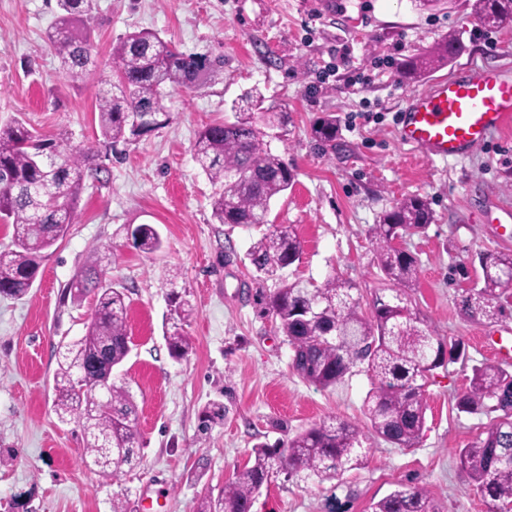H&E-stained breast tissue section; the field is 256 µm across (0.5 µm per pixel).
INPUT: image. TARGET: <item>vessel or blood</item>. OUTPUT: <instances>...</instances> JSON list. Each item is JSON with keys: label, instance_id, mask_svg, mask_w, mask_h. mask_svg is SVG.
I'll return each mask as SVG.
<instances>
[{"label": "vessel or blood", "instance_id": "obj_1", "mask_svg": "<svg viewBox=\"0 0 512 512\" xmlns=\"http://www.w3.org/2000/svg\"><path fill=\"white\" fill-rule=\"evenodd\" d=\"M512 128V77L474 67L408 98L399 140L433 161H459Z\"/></svg>", "mask_w": 512, "mask_h": 512}]
</instances>
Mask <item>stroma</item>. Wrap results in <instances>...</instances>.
Segmentation results:
<instances>
[{
  "mask_svg": "<svg viewBox=\"0 0 512 512\" xmlns=\"http://www.w3.org/2000/svg\"><path fill=\"white\" fill-rule=\"evenodd\" d=\"M90 21L97 67L81 82L63 75L46 42L56 0H0V119H22L39 134L92 146L77 218L42 263L30 293L0 298V448L17 459L0 466V512L18 498L32 512H196L198 497L219 494L254 445H282L325 417L367 429L363 400L370 380L355 367L333 388L304 381L268 310L281 281L316 285L349 280L363 310L387 282L370 229L406 197L427 200L434 221L401 244L420 273L407 290L410 307L443 341L466 356L433 370L426 384L427 427L417 447L371 436L367 462L323 484L279 474L264 485L252 512H369L371 502L424 487L441 512H488L462 469L458 450L492 423L457 410L472 366L512 364L496 353L512 346V301L498 319L464 314L463 288L480 274L478 257L512 253V130L493 134L464 160H429L396 136L411 93L400 62L453 33L466 45L440 69L451 77L479 66L512 76V28L480 35L472 0H95ZM155 30L180 50L222 59L215 81L165 99L167 126L136 141L105 146L97 134L96 97L113 46L127 32ZM254 89L280 105L283 124L263 126L262 146L296 171L268 221L292 225L299 261L282 280L257 276L247 258L261 228L217 223L215 186L193 158L206 125L224 121L232 103ZM335 116L336 141L320 144L311 128ZM140 224L160 230L164 247L132 245ZM105 270L126 289L131 352L115 369L137 408L140 459L120 480L82 459L83 427L54 412L59 343L82 336L97 299L65 294L82 268ZM186 293L194 311L184 325L192 350L170 357L164 331L169 290ZM223 404V422L203 426V412Z\"/></svg>",
  "mask_w": 512,
  "mask_h": 512,
  "instance_id": "obj_1",
  "label": "stroma"
}]
</instances>
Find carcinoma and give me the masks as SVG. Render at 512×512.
<instances>
[{"label": "carcinoma", "mask_w": 512, "mask_h": 512, "mask_svg": "<svg viewBox=\"0 0 512 512\" xmlns=\"http://www.w3.org/2000/svg\"><path fill=\"white\" fill-rule=\"evenodd\" d=\"M57 15L46 39L65 77L83 80L96 65L91 30L86 25L93 0H56ZM474 15L491 24L512 26V0H473ZM465 51L455 37H445L431 50L403 60L401 79L411 83L443 66ZM106 80L112 91L97 98L98 128L105 142L115 147L131 138L164 127L167 92L196 87L218 75L221 61L185 54L155 32L127 33L111 54ZM244 94L233 106L234 119L205 126L194 143L199 168L217 190L212 214L220 224L251 228L266 223L273 200L285 195L295 180L293 169L262 147L257 109L268 123L284 119L278 106ZM336 122L322 119L312 127L315 141L336 140ZM90 152L35 134L12 118L0 124V223L13 227L12 240L0 249V296L20 299L32 288L48 250L63 239L76 220V204L83 188ZM434 221L428 201L409 196L386 211L371 227L379 266L392 284L389 294L375 295L371 314L362 312L353 285L339 277L320 286L303 281L284 283L269 296L268 309L292 349V369L305 381L322 388L341 383L352 368L366 365L370 389L364 399L369 430L400 448L415 447L426 428L425 384L428 374L445 358L457 359L461 344L450 345L434 335L408 306L405 289L417 279L418 261L394 240ZM134 248L146 254L162 249L163 240L152 224L130 232ZM301 242L290 225L278 224L262 233L248 256L260 277L271 278L294 264ZM481 274L462 300L465 314L493 320L502 314L501 297L512 289L500 273L512 269V253H485L479 258ZM95 268L77 271L67 291L80 298L97 296L86 332L57 348L54 375V411L59 419L84 421L82 460L88 466L112 454V468L101 474L120 479L124 468L139 456L134 423L136 407L128 390L111 384L108 402L89 409L93 390L111 370L128 357L127 294L105 285ZM166 345L174 359L192 349L183 324L192 305L178 291ZM458 410L468 414L499 413L483 436L459 449L461 466L468 472L489 512H512V371L495 365L472 368L468 389L459 397ZM364 433L355 425L328 417L290 438L287 447L255 446L247 462L225 481L214 496H200L197 512H251L255 497L278 473L307 479L337 480L363 465ZM372 512H440L423 487H404L371 504Z\"/></svg>", "instance_id": "1"}]
</instances>
